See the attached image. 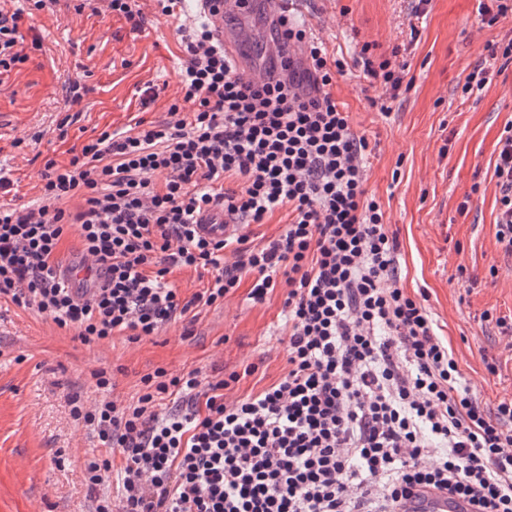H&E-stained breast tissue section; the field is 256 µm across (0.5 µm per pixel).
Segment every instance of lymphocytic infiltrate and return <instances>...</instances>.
<instances>
[{
    "mask_svg": "<svg viewBox=\"0 0 512 512\" xmlns=\"http://www.w3.org/2000/svg\"><path fill=\"white\" fill-rule=\"evenodd\" d=\"M22 9H0V76L26 61ZM188 59L182 102L168 121L101 132L67 164L46 160L41 202L0 205V297L36 309L90 343L139 341L223 303L251 276L259 303L283 288L288 371L235 395L242 374L204 383L198 371L156 370L136 403L74 409L108 455L88 460L91 484L114 471L115 498L95 512H398L414 488L467 499L474 512H512V400L488 411L464 380L437 322L407 292L400 244L368 189L370 142L331 89L344 61L289 24L300 76L250 78L208 24L181 31ZM352 64L391 112L405 68ZM496 243L512 256V126L498 142ZM220 208L230 229L200 235ZM288 223L254 243L251 225L277 211ZM76 229L101 284L75 288L55 254ZM208 275L183 299L174 269Z\"/></svg>",
    "mask_w": 512,
    "mask_h": 512,
    "instance_id": "lymphocytic-infiltrate-1",
    "label": "lymphocytic infiltrate"
}]
</instances>
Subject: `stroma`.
Here are the masks:
<instances>
[{
    "instance_id": "stroma-1",
    "label": "stroma",
    "mask_w": 512,
    "mask_h": 512,
    "mask_svg": "<svg viewBox=\"0 0 512 512\" xmlns=\"http://www.w3.org/2000/svg\"><path fill=\"white\" fill-rule=\"evenodd\" d=\"M145 16L132 31L121 16L76 12L74 0L34 12L21 32L29 59L0 80V172L12 185L0 202L32 204L41 198L46 159L68 163L73 147L102 131L124 132L138 121L159 123L181 101L180 71L187 54L177 20L159 18L153 0H138ZM477 0H431L414 18L411 0H295V18L311 28L328 52L350 58L364 43L375 56L410 42L412 85L384 115L360 89V70L337 78L332 93L353 128L372 148L368 189L381 204L400 243L408 292L427 305L459 360L472 391L487 405L512 400V347L482 322V312L512 317V256L495 238L498 190L491 163L499 137L512 122V63L482 90L463 94L486 43L512 37V16L492 28L477 21ZM224 27L247 28L244 53L271 64L274 33L261 9L246 18L229 13ZM40 49H32V41ZM84 86L78 104L65 103L70 80ZM156 97L144 102L143 92ZM73 116L66 139L56 125ZM472 200L459 213L464 194ZM241 285L223 304L199 309L192 335L173 323L131 343L115 336L86 344L35 310L0 299V512H91L93 499L113 491L111 475L90 486L88 459L104 454L95 432L78 424L75 403L99 394L90 377L106 370L112 397L135 401L142 379L156 369L170 375L214 369L238 371L245 395L288 369L282 336L283 293L264 302ZM496 361L497 374L486 364ZM255 366L245 375L247 366Z\"/></svg>"
}]
</instances>
